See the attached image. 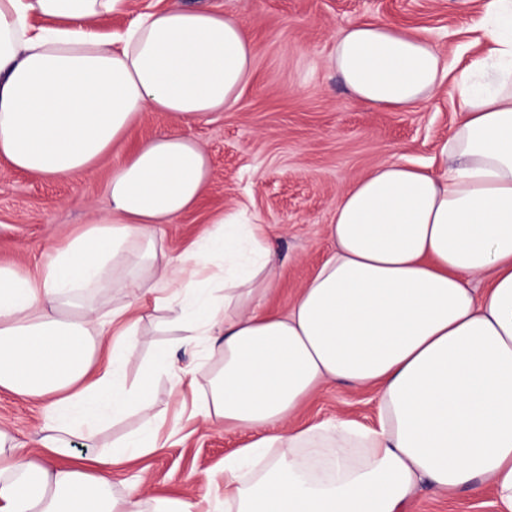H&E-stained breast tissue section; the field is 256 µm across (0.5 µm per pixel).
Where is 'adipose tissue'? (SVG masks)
Returning <instances> with one entry per match:
<instances>
[{"mask_svg": "<svg viewBox=\"0 0 512 512\" xmlns=\"http://www.w3.org/2000/svg\"><path fill=\"white\" fill-rule=\"evenodd\" d=\"M125 0H0V156L45 179L95 166L147 111L187 126L229 110L254 74L240 19L166 7L123 33L96 26ZM481 52L454 71L425 38L383 23L336 40L331 66L360 101L393 111L428 102L446 78L461 122L432 164L383 161L336 202L330 255L283 310L276 251L260 224L216 218L176 259L154 225L192 210L209 180L202 148L176 132L127 155L108 208L28 273L0 264V391L45 403L38 450L0 428V512H201L112 468L163 446L158 374L194 390L203 425L259 436L225 461L224 512H404L422 487L492 494L512 512V0H489ZM130 302L107 312L84 293ZM186 348L218 362L204 381L155 350L139 379L144 297ZM122 331L105 344L113 323ZM374 393L376 421L293 417L321 389ZM130 412L143 425L93 463L94 442Z\"/></svg>", "mask_w": 512, "mask_h": 512, "instance_id": "obj_1", "label": "adipose tissue"}]
</instances>
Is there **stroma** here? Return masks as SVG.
<instances>
[{"label": "stroma", "instance_id": "1", "mask_svg": "<svg viewBox=\"0 0 512 512\" xmlns=\"http://www.w3.org/2000/svg\"><path fill=\"white\" fill-rule=\"evenodd\" d=\"M180 3L239 16L255 54L254 76L231 110L183 127L206 151L211 177L198 205L162 225L165 245L180 254L221 213L266 225L277 246L279 286L268 306L284 308L332 249L327 227L347 185L380 162L424 164L459 123L454 87L444 83L431 103L393 112L358 101L330 65L336 39L350 26L384 22L426 38L454 58L474 34L484 0H125L101 22L100 33L126 29L136 16ZM175 126L163 112H146L126 142L95 167L56 179L13 169L0 160V264L36 271L49 245L79 233L107 207L106 189L130 145ZM165 314L146 309L138 352L126 365L139 378L154 350L175 346L180 366L200 354L177 347ZM337 414L362 422L374 418L373 395L345 385L326 387L298 413L296 423ZM44 423L43 403L0 392V425L35 448ZM255 437L245 428L187 425L156 453L112 469L115 493L144 481L154 494L209 496L206 473ZM406 512H496L491 496L462 490L442 497L420 489Z\"/></svg>", "mask_w": 512, "mask_h": 512}]
</instances>
